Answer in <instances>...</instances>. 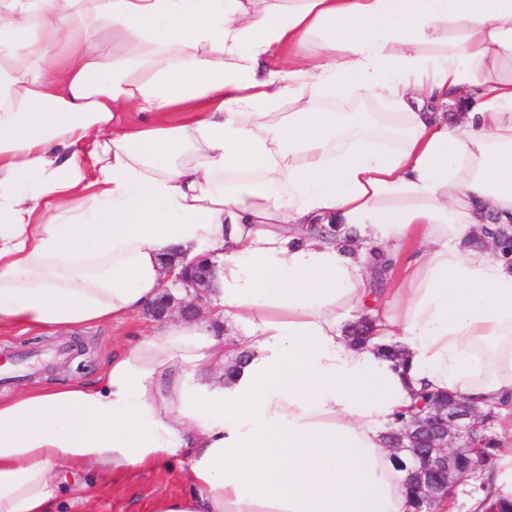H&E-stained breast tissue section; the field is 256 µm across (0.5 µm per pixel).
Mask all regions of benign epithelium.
<instances>
[{"instance_id": "7a95c632", "label": "benign epithelium", "mask_w": 512, "mask_h": 512, "mask_svg": "<svg viewBox=\"0 0 512 512\" xmlns=\"http://www.w3.org/2000/svg\"><path fill=\"white\" fill-rule=\"evenodd\" d=\"M172 286H182L185 291H194L189 299L179 298L169 290L149 309V314L163 319L174 313L186 318L200 315L197 301L205 296L216 279L215 266L202 261L176 270L173 260L165 263ZM477 406L461 398L445 407L432 406L417 417L414 425L423 432L430 433L428 447L417 446L413 431L399 432V442L403 446L395 449L400 454L399 463L414 473L420 483L424 497L434 500L448 496L465 478L475 473L472 459L474 440L482 433L475 422Z\"/></svg>"}]
</instances>
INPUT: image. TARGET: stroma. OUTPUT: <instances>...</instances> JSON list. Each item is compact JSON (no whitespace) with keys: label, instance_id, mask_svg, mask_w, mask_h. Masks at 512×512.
Wrapping results in <instances>:
<instances>
[{"label":"stroma","instance_id":"stroma-1","mask_svg":"<svg viewBox=\"0 0 512 512\" xmlns=\"http://www.w3.org/2000/svg\"><path fill=\"white\" fill-rule=\"evenodd\" d=\"M157 325V320L144 314L71 334L2 331L0 358L9 357L20 370L9 385L0 386V396L44 383L94 380L112 351L129 348L151 335ZM83 482L82 488L64 495L65 512H144L155 494L177 495L184 489L179 476L163 468L116 481L90 472Z\"/></svg>","mask_w":512,"mask_h":512}]
</instances>
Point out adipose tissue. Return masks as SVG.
I'll list each match as a JSON object with an SVG mask.
<instances>
[{"label":"adipose tissue","mask_w":512,"mask_h":512,"mask_svg":"<svg viewBox=\"0 0 512 512\" xmlns=\"http://www.w3.org/2000/svg\"><path fill=\"white\" fill-rule=\"evenodd\" d=\"M489 214L512 0H0V328L134 317L177 248L217 265L210 314L0 397V512L160 466L186 489L147 512H411L386 435L416 392L512 416V265L466 246Z\"/></svg>","instance_id":"obj_1"}]
</instances>
